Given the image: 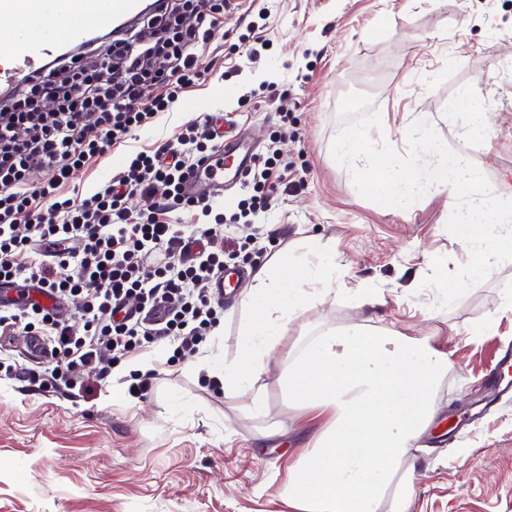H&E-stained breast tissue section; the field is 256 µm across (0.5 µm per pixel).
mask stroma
Listing matches in <instances>:
<instances>
[{"label":"stroma","mask_w":512,"mask_h":512,"mask_svg":"<svg viewBox=\"0 0 512 512\" xmlns=\"http://www.w3.org/2000/svg\"><path fill=\"white\" fill-rule=\"evenodd\" d=\"M225 15L198 49L204 76L172 111L138 129L77 172L66 188L86 197L122 170L128 156L175 139L205 114L224 113L266 154L276 145L301 184L280 183L270 209L249 213L224 243L255 274L245 242L255 236L269 261L289 249L305 261L336 255V280L292 325L308 337L373 319L411 336H431L450 360L436 392L438 415L422 449L402 464L411 512H512V391L473 420L477 387L512 345V257L490 277L448 294L436 265L456 277L471 261L458 239L456 199L426 187L405 209L364 189V158L339 159L340 135L369 128L374 154L430 169L434 158L404 127L417 115L449 154L465 155L485 185L512 171V0H248ZM493 100L491 126L473 131L448 112L461 94ZM374 289L375 307L354 291ZM247 285L226 294L208 355L172 361L163 340L134 355L159 376L142 395L109 368L76 397L29 381L0 379V512H292L282 497L288 465L324 417L294 407L277 380L292 345L263 375L268 411L256 417L208 375L209 356L235 361ZM431 312L424 320L423 312ZM288 431H266L278 423Z\"/></svg>","instance_id":"obj_1"}]
</instances>
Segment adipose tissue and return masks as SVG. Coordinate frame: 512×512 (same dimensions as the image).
Returning <instances> with one entry per match:
<instances>
[{"mask_svg":"<svg viewBox=\"0 0 512 512\" xmlns=\"http://www.w3.org/2000/svg\"><path fill=\"white\" fill-rule=\"evenodd\" d=\"M404 133L418 136L438 163L424 176L399 170L395 155L375 156L365 185L379 200L401 203L426 180L452 197L462 183H479L464 158L449 157L430 137L426 116H417ZM455 222L461 242L475 252L464 273L448 283L452 293L488 275L498 257L512 256V209H495L483 197L457 211ZM489 224L495 231L483 236ZM335 272L334 254L306 263L284 250L253 276L239 356L210 368L225 395L248 399L254 414H265L261 377L276 361L292 323L308 309L307 285L329 287ZM448 364L429 337L360 323L316 334L301 345L279 383L289 402L325 415L327 422L291 466L283 494L293 512H379L386 500L390 512H410L409 492L393 491L392 484L437 415L434 394Z\"/></svg>","mask_w":512,"mask_h":512,"instance_id":"ef3b65f1","label":"adipose tissue"}]
</instances>
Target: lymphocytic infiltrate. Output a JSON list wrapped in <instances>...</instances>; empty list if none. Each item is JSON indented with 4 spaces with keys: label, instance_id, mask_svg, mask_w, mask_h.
<instances>
[{
    "label": "lymphocytic infiltrate",
    "instance_id": "1",
    "mask_svg": "<svg viewBox=\"0 0 512 512\" xmlns=\"http://www.w3.org/2000/svg\"><path fill=\"white\" fill-rule=\"evenodd\" d=\"M230 8L229 0H174L161 17L115 39L107 61L59 59L0 108V284L21 281L54 301L1 303L0 329L48 341L50 360L25 371L44 391H73L87 375L103 376L104 353L118 361L169 336L178 341L174 357L195 354L220 323L209 287L225 267L223 215L190 231L158 219L184 205L182 179L215 147L209 122L137 152L88 197L63 190L200 80L196 50ZM36 167L46 172L37 186L29 181ZM136 192L151 204L135 217L126 201ZM57 266L73 272L56 278ZM71 297L82 300L79 332L55 308ZM132 297L137 318L123 313Z\"/></svg>",
    "mask_w": 512,
    "mask_h": 512
}]
</instances>
